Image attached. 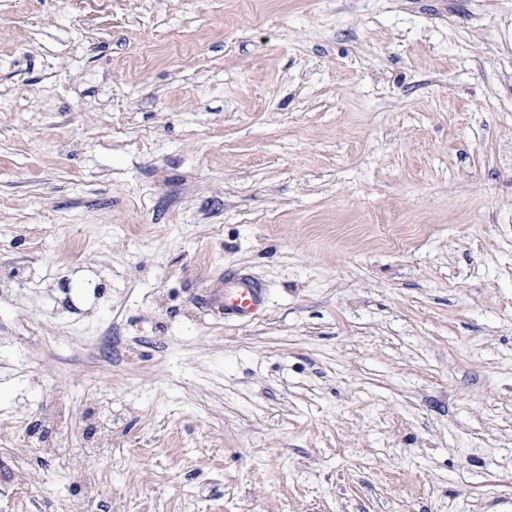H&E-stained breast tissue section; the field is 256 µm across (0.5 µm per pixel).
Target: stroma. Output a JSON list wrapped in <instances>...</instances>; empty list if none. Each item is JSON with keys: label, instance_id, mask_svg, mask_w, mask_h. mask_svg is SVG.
<instances>
[{"label": "stroma", "instance_id": "stroma-1", "mask_svg": "<svg viewBox=\"0 0 512 512\" xmlns=\"http://www.w3.org/2000/svg\"><path fill=\"white\" fill-rule=\"evenodd\" d=\"M507 145L512 0H0V512H512ZM241 285L242 288H238L231 298H228L226 292L224 293L223 283L214 291L212 300L224 310V315L247 316L263 304V288L248 281L241 282Z\"/></svg>", "mask_w": 512, "mask_h": 512}]
</instances>
